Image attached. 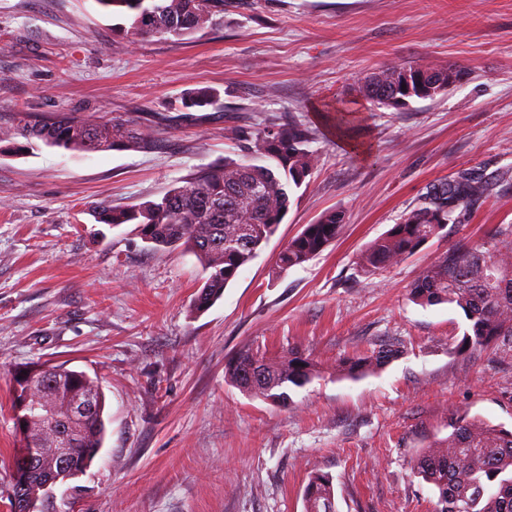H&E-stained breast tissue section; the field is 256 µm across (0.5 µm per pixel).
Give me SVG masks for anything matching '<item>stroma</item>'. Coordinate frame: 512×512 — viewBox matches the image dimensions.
<instances>
[{
    "label": "stroma",
    "mask_w": 512,
    "mask_h": 512,
    "mask_svg": "<svg viewBox=\"0 0 512 512\" xmlns=\"http://www.w3.org/2000/svg\"><path fill=\"white\" fill-rule=\"evenodd\" d=\"M118 21L96 0H0V126L133 115L157 140L147 153L0 152V512L22 445L14 377L43 362L85 372L106 399L102 448L52 487L46 512H304L318 474L336 512H436L410 458L447 438L449 412L512 430V354L459 352L463 314L409 296L450 243L512 224V0H227L223 25L183 41L133 43ZM395 63L467 74L400 109L366 100L364 79ZM192 88L215 90L219 108L183 115ZM271 120L307 128L321 163L260 255L196 312L192 253L151 248L92 209L157 199L238 156L225 126ZM470 169L494 187L467 223L383 275L360 272L359 251L430 184ZM331 208L346 214L336 242L275 273L288 240ZM396 339L406 351L382 370L337 376L339 358ZM289 347L321 370L289 406L224 378L241 350Z\"/></svg>",
    "instance_id": "1"
}]
</instances>
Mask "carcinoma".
Masks as SVG:
<instances>
[{"label":"carcinoma","instance_id":"cac0c4a2","mask_svg":"<svg viewBox=\"0 0 512 512\" xmlns=\"http://www.w3.org/2000/svg\"><path fill=\"white\" fill-rule=\"evenodd\" d=\"M102 7L129 17L118 26L129 41L153 36L188 39L224 23V0H96ZM461 77L460 64L426 67L390 64L368 77L362 95L380 105L402 108L413 99L431 98L447 90L448 73ZM183 105L203 108L217 101L211 89L184 93ZM228 138L243 144L238 159L226 158L201 167L171 187L159 200L134 206H97L98 221L113 227L135 225L147 243L183 248L193 253L207 276L196 292L194 309H208L240 271L262 251L288 213L293 190L317 168L308 131L290 123H271L256 134L239 126L224 127ZM23 137L50 147L97 153L147 151L153 134L132 117L110 120L62 114L52 120L26 121L0 128V142ZM492 182L477 172L429 186L403 219L370 241L357 266L376 275L416 254L449 224L467 221L470 208L484 201ZM344 213L330 210L288 241L276 267L284 272L320 255L341 234ZM412 300L422 307L447 304L461 311L468 329L459 343L463 353L491 346L512 351V224H500L485 241H459L423 266L410 284ZM403 350L385 343L367 355L336 361V373L357 378L379 370ZM319 374L312 358L289 348L273 359L244 350L225 366V378L245 394L272 402L289 400L287 389L302 387ZM13 407L23 416L26 447L35 450L36 466L24 495L42 497L40 461H52V449H69L71 467L82 470L89 453L102 446L105 395L85 372L38 364L17 380ZM93 398V409L69 414L72 400ZM415 474L438 493L437 512H512V431L480 416L452 411L448 438L424 448L412 459ZM305 512H336L329 477L316 475L304 490Z\"/></svg>","mask_w":512,"mask_h":512}]
</instances>
